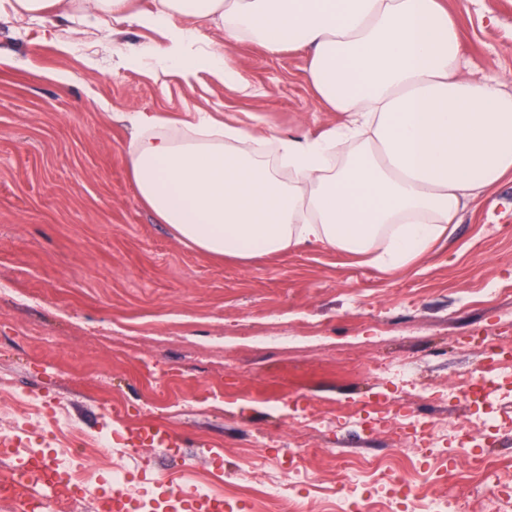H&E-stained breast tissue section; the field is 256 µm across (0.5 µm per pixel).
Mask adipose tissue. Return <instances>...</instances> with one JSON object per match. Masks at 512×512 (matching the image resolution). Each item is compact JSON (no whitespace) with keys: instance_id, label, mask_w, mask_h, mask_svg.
Instances as JSON below:
<instances>
[{"instance_id":"adipose-tissue-1","label":"adipose tissue","mask_w":512,"mask_h":512,"mask_svg":"<svg viewBox=\"0 0 512 512\" xmlns=\"http://www.w3.org/2000/svg\"><path fill=\"white\" fill-rule=\"evenodd\" d=\"M20 19L109 20L162 30L153 48L245 97L233 56L204 26L276 55L308 54L315 98L344 122L316 137L265 136L207 116L167 134L158 112H125L140 202L205 257L242 262L311 248L387 269L427 254L468 205L512 175V95L461 73L458 25L440 0H0Z\"/></svg>"}]
</instances>
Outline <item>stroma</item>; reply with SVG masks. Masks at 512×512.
Here are the masks:
<instances>
[{
    "mask_svg": "<svg viewBox=\"0 0 512 512\" xmlns=\"http://www.w3.org/2000/svg\"><path fill=\"white\" fill-rule=\"evenodd\" d=\"M459 23L471 77L512 92V0H443ZM223 45L255 90L241 96L201 72L184 79L121 48L160 43L134 23L47 27L0 14V376L29 395L65 402L77 435L117 441L140 423L180 439L144 448L132 467L191 481L286 452L301 436L290 401L349 403L390 374L407 393L446 386L476 364L463 336L512 335V179L460 215L448 239L414 264L384 271L330 251L298 250L243 264L200 256L138 201L125 162L122 112H159L173 128L198 113L267 136H314L340 121L313 96L307 56ZM66 72L68 82L55 80ZM502 289L480 305L470 291ZM276 336H296L292 364ZM368 366L359 374L353 366ZM169 400L153 395L156 380ZM306 465L335 486L336 450L390 457L374 431L305 435Z\"/></svg>",
    "mask_w": 512,
    "mask_h": 512,
    "instance_id": "1",
    "label": "stroma"
}]
</instances>
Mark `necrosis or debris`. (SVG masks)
Returning <instances> with one entry per match:
<instances>
[{
  "label": "necrosis or debris",
  "mask_w": 512,
  "mask_h": 512,
  "mask_svg": "<svg viewBox=\"0 0 512 512\" xmlns=\"http://www.w3.org/2000/svg\"><path fill=\"white\" fill-rule=\"evenodd\" d=\"M477 363L470 376L452 390L433 386L419 392V399L433 403L457 401L465 404L472 419L443 424L420 417L410 400L381 391L351 404L318 411L309 399L294 401L289 420L326 432L338 424L387 434L395 448L390 461L373 463L350 451H339L337 459L345 476L321 512H372L383 504L387 512H512V472L505 470L482 449L491 438L512 434V416L500 413L498 402L512 400V336H483L476 346ZM14 435L40 433L53 446L57 462L67 466L71 483L58 487L42 512H66L65 502L75 492L86 495L134 482V474L117 463L120 448L112 436H99L89 447L71 448L61 437L69 426L62 402L13 393L10 405ZM472 449L469 479L485 487L484 496L460 504L454 486L437 485L433 474L439 463L457 461V451ZM307 448L296 446L275 459L276 473L257 481V467L247 464L233 473L237 486L255 488L249 498L250 512H261L274 504L277 512H309L317 498V484L304 465Z\"/></svg>",
  "instance_id": "obj_1"
}]
</instances>
